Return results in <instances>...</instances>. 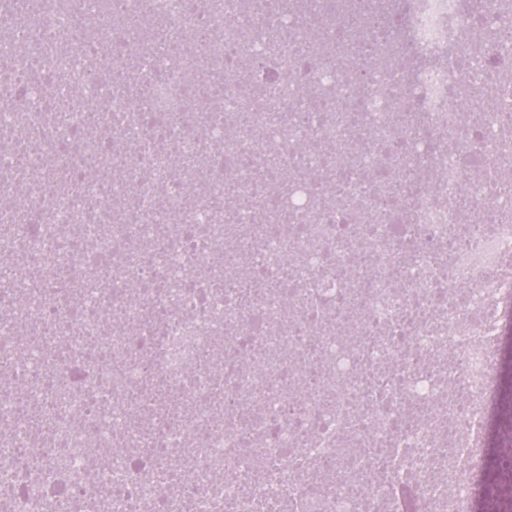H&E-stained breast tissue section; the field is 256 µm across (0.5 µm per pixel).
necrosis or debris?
<instances>
[{
	"instance_id": "4bbe7bcc",
	"label": "necrosis or debris",
	"mask_w": 512,
	"mask_h": 512,
	"mask_svg": "<svg viewBox=\"0 0 512 512\" xmlns=\"http://www.w3.org/2000/svg\"><path fill=\"white\" fill-rule=\"evenodd\" d=\"M405 27L412 82L376 0H0V275L27 276L0 284V512H398L405 486L469 512L512 70L471 90L512 14L406 0Z\"/></svg>"
}]
</instances>
